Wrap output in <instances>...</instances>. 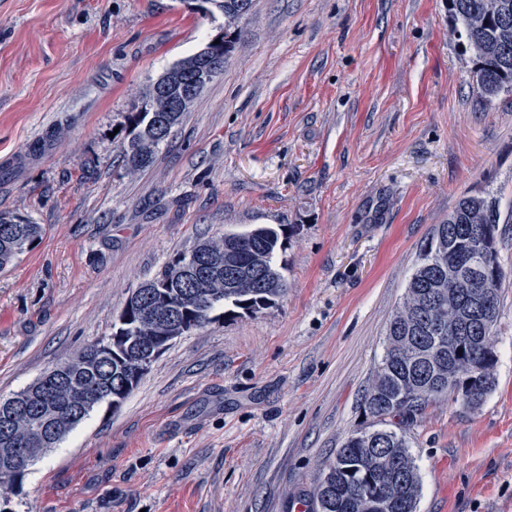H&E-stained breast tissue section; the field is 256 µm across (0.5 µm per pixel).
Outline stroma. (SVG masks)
Returning <instances> with one entry per match:
<instances>
[{"mask_svg":"<svg viewBox=\"0 0 512 512\" xmlns=\"http://www.w3.org/2000/svg\"><path fill=\"white\" fill-rule=\"evenodd\" d=\"M224 25L189 0H0V211L42 227L0 272V398L108 336L174 256L285 225L288 290L175 338L0 488V512H296L371 420L362 395L434 228L466 194L512 213V91L484 98L448 0H255L152 165L131 102ZM496 384L395 417L418 512H512V223ZM152 84L135 98L131 104L130 110L125 117V123L121 128L122 132L121 158L123 166L127 173L135 175L146 168L153 162L156 148L167 139L155 143L148 142L149 120L151 112L138 111V105L145 103L150 96ZM144 152H147L149 158L146 160Z\"/></svg>","mask_w":512,"mask_h":512,"instance_id":"obj_1","label":"stroma"}]
</instances>
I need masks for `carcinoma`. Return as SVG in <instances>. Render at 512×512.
<instances>
[{
    "label": "carcinoma",
    "instance_id": "carcinoma-1",
    "mask_svg": "<svg viewBox=\"0 0 512 512\" xmlns=\"http://www.w3.org/2000/svg\"><path fill=\"white\" fill-rule=\"evenodd\" d=\"M241 0H202L205 14L217 10L231 25L224 28V58L235 51L238 42ZM508 5L507 23L512 30V0H448L451 21L463 26L474 57L473 78L483 96L490 100L512 90V35L497 42L499 6ZM151 87L135 98L121 128V158L127 173L135 175L153 162L159 143L148 142L151 114L138 110L147 101ZM501 223L500 203L490 195L462 196L446 221L435 229L423 249L420 264L409 282L402 305L389 322L385 354L372 382L364 391L365 415L377 420L378 427L352 435L336 451L327 472L311 491L313 512H417L421 480L415 459L403 434L386 428V418H411L432 398L453 395L470 407L481 405L493 390L495 366L481 365L484 355H495L493 329L479 344L454 340L453 309L461 302L455 280H470L479 263L471 242L480 234L479 226ZM42 233L41 225L16 213L0 212V270L31 246ZM288 239L284 225H259L245 233H226L219 239L198 244L224 257L229 249L237 278L225 274L205 282H192L183 288H169L173 303L182 310L186 329L202 327L213 310L224 306V316L243 312L257 314L269 308L287 290L288 284L276 268L274 257ZM192 255H179L167 262L155 280L178 274ZM504 273L489 281L478 280L489 302L492 322L499 315V288ZM129 320L116 323L112 334L88 344L70 366L89 361L101 349L112 353V367L101 374L68 370L62 374L67 386L59 388L50 379L42 386L35 407L20 414L6 430L0 428V448H15L30 440L43 427L45 410L51 409L65 420L74 407L83 406L88 415L93 406L108 400L106 392L126 399L141 376L134 366L152 348L174 340L165 325L161 306L145 310L132 306Z\"/></svg>",
    "mask_w": 512,
    "mask_h": 512
}]
</instances>
